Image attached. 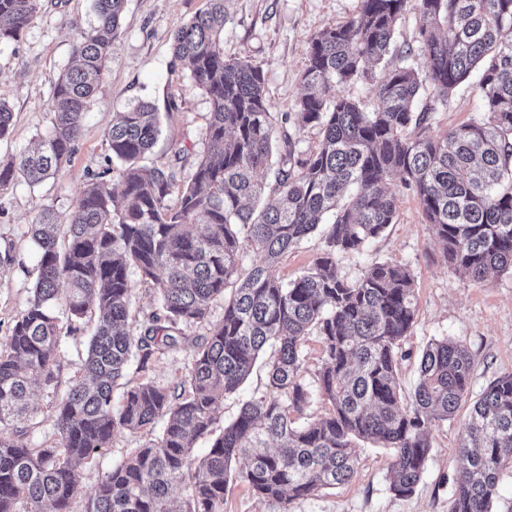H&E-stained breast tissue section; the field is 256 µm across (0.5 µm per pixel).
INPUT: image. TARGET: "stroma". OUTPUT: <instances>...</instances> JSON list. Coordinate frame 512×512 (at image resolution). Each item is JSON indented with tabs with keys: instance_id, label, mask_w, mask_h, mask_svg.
Here are the masks:
<instances>
[{
	"instance_id": "obj_1",
	"label": "stroma",
	"mask_w": 512,
	"mask_h": 512,
	"mask_svg": "<svg viewBox=\"0 0 512 512\" xmlns=\"http://www.w3.org/2000/svg\"><path fill=\"white\" fill-rule=\"evenodd\" d=\"M357 0H229V19L220 36L226 57H248L260 63L267 96L274 113L294 111L302 94L300 76L307 64L310 38L323 27L353 16ZM207 0H126L120 35L108 63V72L92 102L77 151L64 172L40 183L17 180L0 190V340L25 308L35 284L39 251L31 226L44 210L70 212L88 181L110 165L112 154L106 133L112 115L128 104L146 101L161 114V133L143 164L172 168L178 184L187 183L202 144L209 101L188 70L173 57V35L206 9ZM92 0H40L38 12L18 42L0 45V100L13 111L8 138L0 140V158L6 159L33 145L51 126L53 84L73 63V25L94 24ZM475 81L462 84L447 103L438 105L433 128L444 132L480 118ZM183 146L175 159V146ZM397 217L386 233L359 253L337 259L339 274L358 280L367 265L389 260L411 269L415 276L417 317L402 340L406 357L398 365L405 399H412L419 381V359L431 339L446 337L467 347L473 356L469 398L451 420L432 429L431 452L413 495L399 497L389 489L390 452L370 442H359L357 469L346 484L292 501L290 512H448L459 466L458 445L471 402L496 377L512 372V274H491L478 284L449 266L427 224L417 198L392 181ZM93 323L81 324L63 337L61 387L80 376L88 354ZM188 350L156 355L146 369L130 362L124 379L148 378L162 385L180 381L191 365ZM57 396L35 383L27 441L46 447L55 439L52 406ZM141 435L124 434L92 463L75 471L78 488L73 512H85L102 477L121 462Z\"/></svg>"
}]
</instances>
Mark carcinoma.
Here are the masks:
<instances>
[{
    "mask_svg": "<svg viewBox=\"0 0 512 512\" xmlns=\"http://www.w3.org/2000/svg\"><path fill=\"white\" fill-rule=\"evenodd\" d=\"M126 0H94L96 23L74 27V65L57 77L54 118L36 147L0 161V188L31 182L70 165L85 114L104 79ZM227 0L208 7L174 35V58L210 102L190 182L172 197L175 173L137 165L155 144L160 116L145 102L113 115L106 138L122 163L119 190L104 174L89 177L75 207L49 210L32 225L39 272L26 308L0 343V512H72L74 470L126 432L160 434L144 441L101 480L87 512H224L234 485L282 512L300 498L345 484L357 465L355 441L390 449V489L414 493L436 423L468 396L470 351L446 337L420 357L414 401L397 380L401 340L416 316L414 276L374 261L345 280L337 257L360 252L395 223L389 181L418 199L448 263L481 283L512 273V0H358L349 20L310 39L296 112L277 117L262 66L228 58L219 36ZM40 0H0V44L16 42ZM415 9L417 46H394L404 14ZM427 68L407 62L414 51ZM481 71L480 119L437 133L435 107L474 70ZM372 82L370 111L330 84ZM13 112L0 100V139ZM318 147L296 151L306 128ZM278 164L266 190L258 173ZM323 249L312 267L283 281L276 264L313 234ZM263 255L247 268L243 255ZM157 296L140 334L130 330L129 270ZM224 318L209 320L214 301ZM95 321L84 373L53 405L56 439L33 447L28 433L29 379L58 386L62 334ZM203 326L190 338L183 328ZM322 338L317 392L331 405L302 425L313 394L306 382V336ZM277 395L244 402L215 427L219 405L235 394L267 348ZM188 348L192 363L175 387L150 379L129 386L119 409L112 391L128 363ZM208 436L203 456L193 452ZM244 458L245 466L232 463ZM512 470V373L493 380L473 403L459 442V467L448 512H491L500 474Z\"/></svg>",
    "mask_w": 512,
    "mask_h": 512,
    "instance_id": "obj_1",
    "label": "carcinoma"
}]
</instances>
